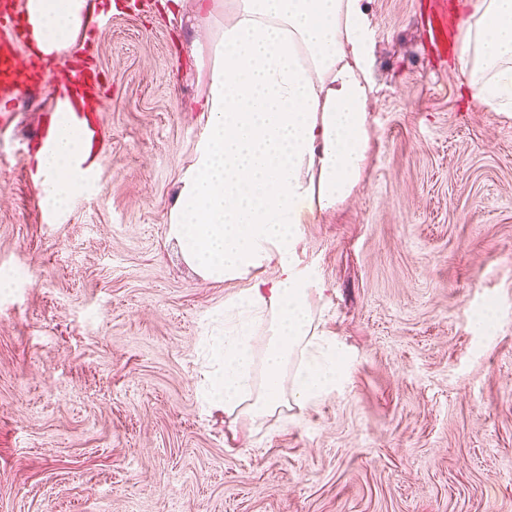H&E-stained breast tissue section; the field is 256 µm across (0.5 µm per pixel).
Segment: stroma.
<instances>
[{
	"label": "stroma",
	"instance_id": "1",
	"mask_svg": "<svg viewBox=\"0 0 512 512\" xmlns=\"http://www.w3.org/2000/svg\"><path fill=\"white\" fill-rule=\"evenodd\" d=\"M112 2L108 152L55 223L23 152L46 95L0 133V512H512V115L430 51L422 0H365L367 161L297 251L345 380L260 423L200 398L242 284L167 235L205 124L197 0Z\"/></svg>",
	"mask_w": 512,
	"mask_h": 512
}]
</instances>
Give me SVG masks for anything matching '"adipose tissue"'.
Here are the masks:
<instances>
[{
  "mask_svg": "<svg viewBox=\"0 0 512 512\" xmlns=\"http://www.w3.org/2000/svg\"><path fill=\"white\" fill-rule=\"evenodd\" d=\"M85 0H28L32 38L63 52ZM455 64L476 102L512 110V0H468ZM371 23L364 0H228L206 75L208 117L171 210L169 236L204 280L244 279L224 305V343L207 401L258 420L303 406L345 374L335 341L315 332L314 285L296 261L301 227L352 194L368 149ZM81 130L60 120L38 157L44 204L84 190ZM276 263L273 277L261 276ZM268 322L255 352L251 328Z\"/></svg>",
  "mask_w": 512,
  "mask_h": 512,
  "instance_id": "obj_1",
  "label": "adipose tissue"
}]
</instances>
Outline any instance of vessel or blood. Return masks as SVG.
Listing matches in <instances>:
<instances>
[{
	"instance_id": "b4317fda",
	"label": "vessel or blood",
	"mask_w": 512,
	"mask_h": 512,
	"mask_svg": "<svg viewBox=\"0 0 512 512\" xmlns=\"http://www.w3.org/2000/svg\"><path fill=\"white\" fill-rule=\"evenodd\" d=\"M24 3L25 0H0V107L11 108L14 100L31 89L51 85V107L44 113L39 134L27 150L35 156L50 146L59 115L67 114L87 140L79 166L95 173L106 150L102 115L94 110L104 93L100 74L87 57L76 52L64 60L54 53L36 54L29 65H22L17 55L28 52L30 37ZM456 24L449 0H429L427 31L437 54L447 55Z\"/></svg>"
}]
</instances>
